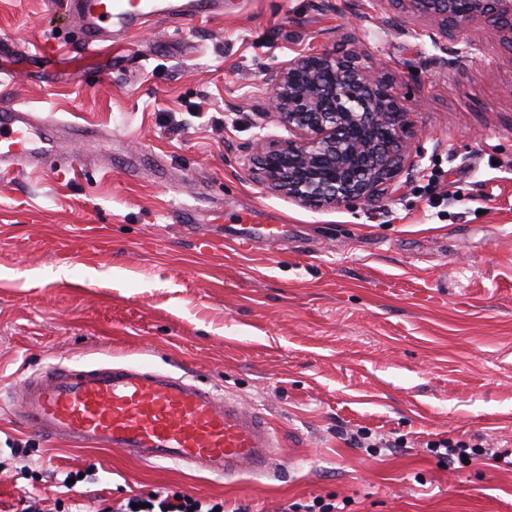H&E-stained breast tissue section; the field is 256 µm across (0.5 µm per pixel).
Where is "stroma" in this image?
<instances>
[{
    "instance_id": "35a3bbf8",
    "label": "stroma",
    "mask_w": 512,
    "mask_h": 512,
    "mask_svg": "<svg viewBox=\"0 0 512 512\" xmlns=\"http://www.w3.org/2000/svg\"><path fill=\"white\" fill-rule=\"evenodd\" d=\"M430 32L395 0H237L79 65L56 54L75 37L60 0H0V101L112 136L106 169L0 177V399L50 364L145 363L262 409L283 448L275 476L225 481L0 412V512L34 494L40 512H114L163 488L250 512H512L511 470L423 447L512 449V50L464 60ZM352 50L390 74L422 157L381 201L308 207L242 148L289 137L268 71ZM130 154L154 162L131 172ZM246 211L285 235L240 249ZM358 427L405 446L367 454L343 436Z\"/></svg>"
}]
</instances>
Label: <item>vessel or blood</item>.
Returning a JSON list of instances; mask_svg holds the SVG:
<instances>
[{
  "label": "vessel or blood",
  "mask_w": 512,
  "mask_h": 512,
  "mask_svg": "<svg viewBox=\"0 0 512 512\" xmlns=\"http://www.w3.org/2000/svg\"><path fill=\"white\" fill-rule=\"evenodd\" d=\"M82 56L108 48L152 18L191 23L223 15L224 0H65ZM60 122L20 107H0V174L84 167L58 150ZM243 213L242 244L280 231L260 230ZM13 418L56 441L115 448L148 465H181L232 479L275 472L282 444L266 415L195 380L145 364L87 368L53 364L24 379Z\"/></svg>",
  "instance_id": "obj_1"
}]
</instances>
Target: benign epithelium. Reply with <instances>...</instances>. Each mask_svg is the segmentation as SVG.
Masks as SVG:
<instances>
[{
  "instance_id": "7a95c632",
  "label": "benign epithelium",
  "mask_w": 512,
  "mask_h": 512,
  "mask_svg": "<svg viewBox=\"0 0 512 512\" xmlns=\"http://www.w3.org/2000/svg\"><path fill=\"white\" fill-rule=\"evenodd\" d=\"M433 23L432 40L484 25L486 35L512 49V0H397ZM267 106L293 137L249 145L260 178L305 205L340 206L392 193L410 153L398 93L379 69L353 53L297 56L267 73Z\"/></svg>"
}]
</instances>
